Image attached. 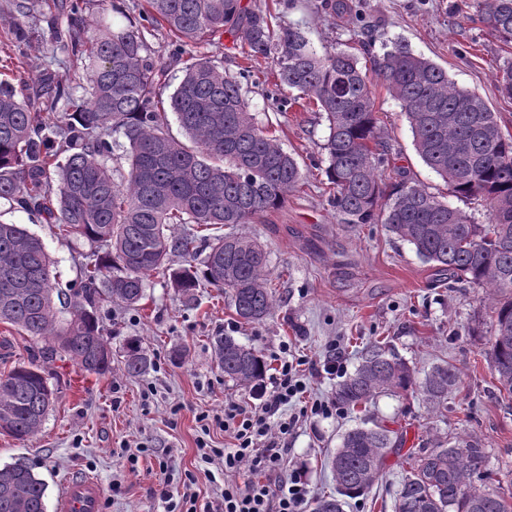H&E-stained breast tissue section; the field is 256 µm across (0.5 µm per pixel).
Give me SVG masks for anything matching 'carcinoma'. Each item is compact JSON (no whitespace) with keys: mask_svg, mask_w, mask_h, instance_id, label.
<instances>
[{"mask_svg":"<svg viewBox=\"0 0 512 512\" xmlns=\"http://www.w3.org/2000/svg\"><path fill=\"white\" fill-rule=\"evenodd\" d=\"M146 24L116 27L103 15L86 19L89 0H65V27L47 20L49 37L84 72L70 82L47 72L32 84L0 81V201L40 215L63 237L96 250L81 267L79 289L62 296L54 261L39 236L0 219V324L48 343L41 360L0 374V431L17 440L34 437L52 409L56 392L44 364L61 355L88 374L112 368V348L97 315L103 302L136 307L145 276L166 271L186 303L202 286L229 294L236 315L260 322L275 308L267 253L232 232L281 206L303 180L296 159L255 121L249 110L253 63L270 59L276 87L316 104L328 123L324 144L330 203L343 224H385L448 279L489 290L493 333L491 369L512 394V134L477 94L457 86L446 70L394 42L370 58L341 50L319 53L298 26L273 24V15L242 0H146ZM490 34L512 43V0H482ZM33 0H11L0 16L13 44H26L38 20ZM164 27L175 43L211 42L229 35L248 65L224 71L212 56L182 60V76L170 96L191 145L167 131V111L157 88L167 68L147 54L146 34ZM384 82L400 102L414 147L459 199H481L487 223L476 224L406 176L385 185L388 147L377 132L372 79ZM499 92L512 98V62L496 75ZM128 142L126 171L112 167V136ZM175 224L230 232L172 235ZM183 263L174 268L171 256ZM215 357L224 377L239 386L261 381L267 363L232 336L217 338ZM126 371L139 375L149 359L137 338L123 350ZM454 367L435 366L422 383L385 344L361 353L355 372L336 385V406L367 407L382 394L419 389L439 407L456 386ZM399 447L393 431L376 421L347 431L332 460L336 498L317 501L314 512H343V499L367 495L388 451ZM486 449L476 440L437 437L414 453L394 512H512L498 493L478 488ZM47 486L24 462L0 467V512H46Z\"/></svg>","mask_w":512,"mask_h":512,"instance_id":"carcinoma-1","label":"carcinoma"}]
</instances>
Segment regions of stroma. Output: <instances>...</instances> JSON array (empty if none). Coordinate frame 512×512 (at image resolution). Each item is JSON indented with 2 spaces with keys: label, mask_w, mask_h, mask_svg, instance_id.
<instances>
[{
  "label": "stroma",
  "mask_w": 512,
  "mask_h": 512,
  "mask_svg": "<svg viewBox=\"0 0 512 512\" xmlns=\"http://www.w3.org/2000/svg\"><path fill=\"white\" fill-rule=\"evenodd\" d=\"M250 9L271 12L276 22L301 27L321 53L359 47L371 38L372 51L399 41L444 68L459 87L477 93L498 116L503 132L512 133V98L496 88L495 73L512 61V45L488 32L479 0H353L359 16L337 15L328 0H243ZM0 26V79L17 83L32 73L49 71L63 81L77 64L61 44L38 38L14 47L5 44ZM270 87L253 86L249 106L260 125L272 130L281 146L298 160L304 179L282 207L251 224L240 235L260 242L272 272L275 309L259 323H244L228 295L198 289L197 300L184 304L167 276L145 278L146 297L139 308L104 303L98 309L109 332L112 368L98 376L67 360L47 364L46 376L56 402L41 431L19 441L0 433V466L21 459L47 484L46 512H57L65 483L94 477L104 490L102 512H167L161 497L169 490L174 503L183 493L198 504L211 501L224 486L221 460L200 459L199 444L233 445L230 434L213 420L226 401L256 405L259 393L225 379L215 359V337L228 335L261 352L268 370L275 355L289 346L306 365L307 400L330 404L326 414L300 416L292 402L281 410L292 425L280 436V467L271 473L285 482L306 467L311 499L334 494L328 461L341 435L361 422L360 415L333 406L337 382L354 372L360 352L373 341L393 351L425 377L432 367L451 364L458 382L440 412L418 393L383 395L371 414L402 438L388 455L382 476L368 495L350 500L344 512H393L395 493L408 473V453L429 447L433 437L470 436L486 450L481 487L512 502V397L500 392L493 377L487 340L491 309L484 289L450 285L424 263L406 242L381 224H345L328 202L324 144L327 123L316 112L292 107L276 110L267 98ZM378 129L392 148L382 182L397 173L424 184L449 206L485 223L476 200L453 196L446 183L417 154L405 115L386 86L374 82ZM5 219L23 224L39 236L57 263L62 289L75 288L87 243L68 242L58 229L35 216L0 203ZM139 337L151 362L138 376L129 375L122 359L128 337ZM0 373L37 358L43 341L18 335L0 324ZM342 356L341 371L324 369L333 353ZM138 453L136 467L126 458Z\"/></svg>",
  "instance_id": "1"
}]
</instances>
